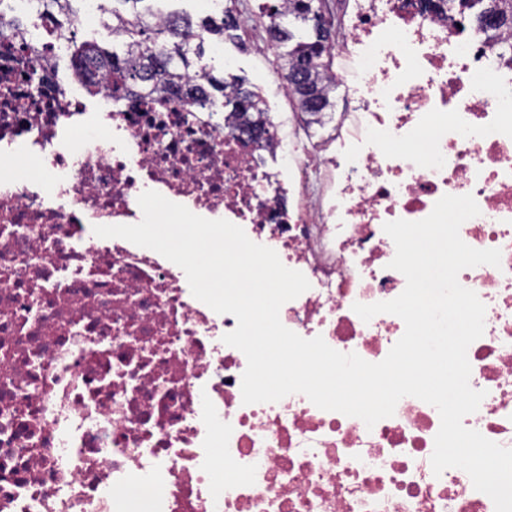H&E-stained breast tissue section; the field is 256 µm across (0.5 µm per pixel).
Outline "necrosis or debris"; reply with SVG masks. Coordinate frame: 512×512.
<instances>
[{"label":"necrosis or debris","instance_id":"obj_1","mask_svg":"<svg viewBox=\"0 0 512 512\" xmlns=\"http://www.w3.org/2000/svg\"><path fill=\"white\" fill-rule=\"evenodd\" d=\"M354 2L323 147L275 117L250 147L226 111H98L85 72L31 81V50L57 55L50 23L0 43V163L27 165L0 172V512H130L128 489L144 512H495L464 470L434 474L440 415L418 398L371 428L299 393L243 404L236 318L159 253L93 232L140 222L147 190L228 220L308 279L286 328L377 363L405 324L352 306L406 286L384 224L472 195L460 237L501 264L458 275L486 307L467 350L486 396L463 424L512 448V47L438 0Z\"/></svg>","mask_w":512,"mask_h":512}]
</instances>
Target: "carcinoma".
Wrapping results in <instances>:
<instances>
[{"label":"carcinoma","instance_id":"obj_1","mask_svg":"<svg viewBox=\"0 0 512 512\" xmlns=\"http://www.w3.org/2000/svg\"><path fill=\"white\" fill-rule=\"evenodd\" d=\"M80 0H30L31 10L53 21L59 41L71 50L70 62L77 70H98L104 73L112 98L134 101L149 97L166 104L173 99L188 106L231 108L243 115L251 129H263L260 96L239 79L227 81L201 65L203 44L208 37L221 42L242 44L238 31L239 16L228 5L218 14H209L198 22L184 14H176V22L157 24L160 11L153 9L155 0H104L100 7L101 23L112 30V41L119 48L109 49L96 42H77L75 4ZM448 13H463L477 9L475 17L499 14L497 25L489 30L479 25L487 41L496 43L505 31L512 33V0H445ZM314 0H288V9L267 7L272 18L270 30L273 42L287 51L281 55L280 75L283 81L289 73L305 68L318 107L310 106L302 87L290 83V94L302 112L319 116L334 107L332 97L333 49L324 41L335 39L332 29L321 21V15L311 11Z\"/></svg>","mask_w":512,"mask_h":512}]
</instances>
